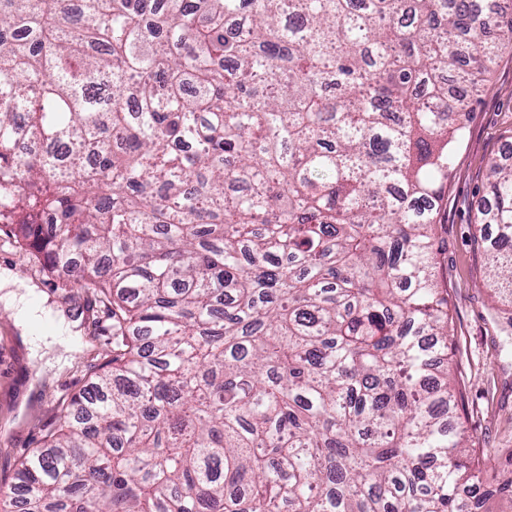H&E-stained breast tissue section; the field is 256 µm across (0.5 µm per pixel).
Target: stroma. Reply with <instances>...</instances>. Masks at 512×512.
<instances>
[{"label":"stroma","mask_w":512,"mask_h":512,"mask_svg":"<svg viewBox=\"0 0 512 512\" xmlns=\"http://www.w3.org/2000/svg\"><path fill=\"white\" fill-rule=\"evenodd\" d=\"M512 158V48L493 67L472 104L448 174L447 253L439 274L448 289L457 379L467 402L464 427L493 464L512 466V302L489 283L474 242L476 208L492 161ZM0 268L35 283L48 306L80 321L82 341L62 369L46 367L16 326V308L0 301V487L15 483L18 461L41 447L47 428L112 346V321L93 290L64 288L28 248L0 231Z\"/></svg>","instance_id":"obj_1"}]
</instances>
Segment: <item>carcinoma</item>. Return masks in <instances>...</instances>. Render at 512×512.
Listing matches in <instances>:
<instances>
[{
    "label": "carcinoma",
    "mask_w": 512,
    "mask_h": 512,
    "mask_svg": "<svg viewBox=\"0 0 512 512\" xmlns=\"http://www.w3.org/2000/svg\"><path fill=\"white\" fill-rule=\"evenodd\" d=\"M511 47L512 0H0V225L112 314L0 512L512 499L464 443L436 277L452 147ZM479 214L512 302V164Z\"/></svg>",
    "instance_id": "cac0c4a2"
}]
</instances>
